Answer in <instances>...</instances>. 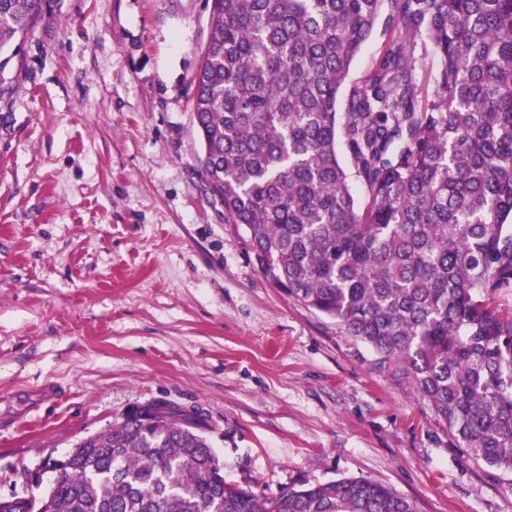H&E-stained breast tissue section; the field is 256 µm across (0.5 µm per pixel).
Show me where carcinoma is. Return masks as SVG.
I'll use <instances>...</instances> for the list:
<instances>
[{
    "label": "carcinoma",
    "instance_id": "cac0c4a2",
    "mask_svg": "<svg viewBox=\"0 0 512 512\" xmlns=\"http://www.w3.org/2000/svg\"><path fill=\"white\" fill-rule=\"evenodd\" d=\"M210 2L190 85L224 223L270 285L336 319L461 447L512 470V316L486 303L512 288V0ZM386 3L391 39L340 108ZM42 11L0 0V51ZM419 47L438 60L432 94ZM206 430L197 409H136L75 446L43 512H414L365 478L258 495L224 480Z\"/></svg>",
    "mask_w": 512,
    "mask_h": 512
}]
</instances>
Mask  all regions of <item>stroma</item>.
Wrapping results in <instances>:
<instances>
[{
  "label": "stroma",
  "instance_id": "1",
  "mask_svg": "<svg viewBox=\"0 0 512 512\" xmlns=\"http://www.w3.org/2000/svg\"><path fill=\"white\" fill-rule=\"evenodd\" d=\"M207 0H43L0 74V497L151 400L198 408L230 482L362 477L415 512H512L475 459L335 319L287 298L199 167ZM60 394L53 382H44L35 388H20L12 393L14 400L22 401V414L29 415L41 409L44 404L54 401Z\"/></svg>",
  "mask_w": 512,
  "mask_h": 512
}]
</instances>
